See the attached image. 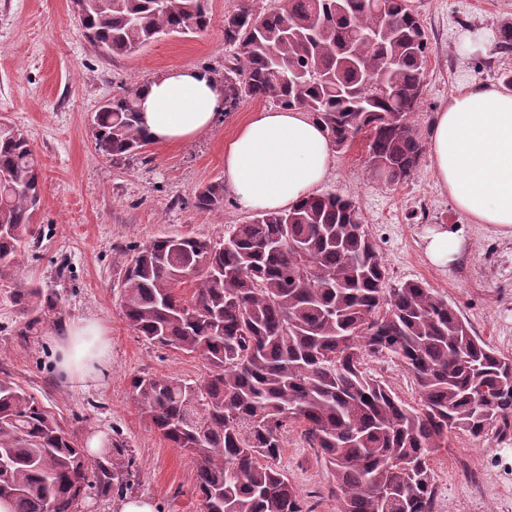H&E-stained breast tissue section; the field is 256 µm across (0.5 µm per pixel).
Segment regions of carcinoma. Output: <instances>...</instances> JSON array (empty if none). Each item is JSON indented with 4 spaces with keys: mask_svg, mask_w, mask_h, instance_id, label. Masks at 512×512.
Wrapping results in <instances>:
<instances>
[{
    "mask_svg": "<svg viewBox=\"0 0 512 512\" xmlns=\"http://www.w3.org/2000/svg\"><path fill=\"white\" fill-rule=\"evenodd\" d=\"M88 41L129 55L161 35L206 31L209 0H83ZM224 110L244 98L306 113L342 150L367 137L368 173L407 180L424 153L408 116L419 104L427 38L409 0H250L224 14ZM498 50L512 54V24ZM141 88L95 113V149L139 159ZM39 165L27 134L0 122V277L38 242ZM224 206V184L195 197ZM378 248L353 201L307 196L262 212L212 243L160 237L135 247L120 298L139 336L206 361L193 382L164 374L131 380L141 414L172 447L198 461L203 512H313L275 461L288 425L332 471L337 512H434L431 458L456 431L498 424L512 431V358L499 354L421 281L387 287ZM36 288L14 303L43 321ZM413 377L420 407L406 405L364 370L376 355ZM112 462L89 468L75 435L13 381L0 379V497L13 512H80L92 490L122 489L132 461L122 443Z\"/></svg>",
    "mask_w": 512,
    "mask_h": 512,
    "instance_id": "carcinoma-1",
    "label": "carcinoma"
}]
</instances>
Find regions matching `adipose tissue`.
<instances>
[{
	"label": "adipose tissue",
	"mask_w": 512,
	"mask_h": 512,
	"mask_svg": "<svg viewBox=\"0 0 512 512\" xmlns=\"http://www.w3.org/2000/svg\"><path fill=\"white\" fill-rule=\"evenodd\" d=\"M140 125L156 144L187 143L224 110V86L206 69H168L142 88ZM431 168L455 207L473 223L512 235V93L491 84L463 86L436 113L429 139ZM334 148L322 127L297 110L253 113L224 146V181L238 205L278 211L319 185ZM463 246L457 231L439 226L425 237L436 266L455 262ZM57 370L66 379L96 382L108 354L99 323L81 319L52 340Z\"/></svg>",
	"instance_id": "adipose-tissue-1"
}]
</instances>
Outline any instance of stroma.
<instances>
[{
  "label": "stroma",
  "mask_w": 512,
  "mask_h": 512,
  "mask_svg": "<svg viewBox=\"0 0 512 512\" xmlns=\"http://www.w3.org/2000/svg\"><path fill=\"white\" fill-rule=\"evenodd\" d=\"M212 25L200 35L169 36L132 55H106L73 22L72 0H0V119L27 131L43 176L34 222L40 242L20 276L0 278V377L21 385L81 442L96 435L119 439L133 462L129 496L151 499L156 512H201L196 461L172 447L142 417L132 377L166 374L187 382L207 363L152 344L128 327L119 286L135 246L159 236H194L222 242L234 225L252 219L232 192L223 208H194L197 192L224 178V145L260 100L244 99L194 141L151 145L146 161L103 157L94 148L91 122L104 99L184 66L221 67L224 14L236 0H210ZM425 27L428 68L419 108L410 121L429 138L436 112L458 88L497 84L512 70V55L492 51L463 56L457 42L469 28L499 29L512 21V0H410ZM365 137L336 151L320 192L352 199L387 268L390 285L418 280L453 306L495 351L512 357V236L472 223L441 189L422 157L416 173L398 185L368 174ZM440 225L461 230L463 248L447 267L424 256V237ZM38 288L57 301V322L29 326L12 300L18 288ZM98 320L111 343L97 383L82 386L59 376L49 340L75 319ZM365 370L410 406L419 395L394 359H367ZM314 512H335L333 477L291 426L277 460ZM437 512H512V434L487 428L474 437L458 431L432 459Z\"/></svg>",
  "instance_id": "1"
}]
</instances>
